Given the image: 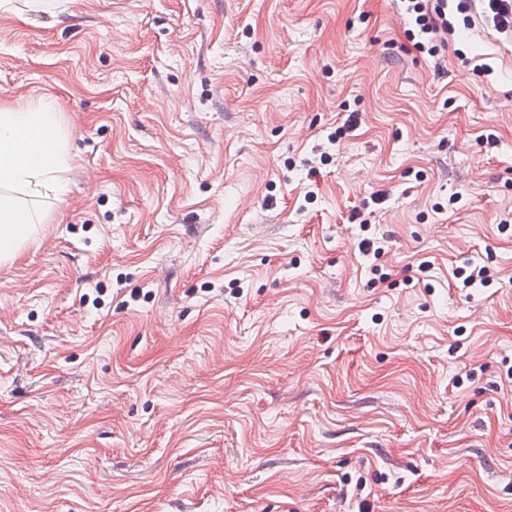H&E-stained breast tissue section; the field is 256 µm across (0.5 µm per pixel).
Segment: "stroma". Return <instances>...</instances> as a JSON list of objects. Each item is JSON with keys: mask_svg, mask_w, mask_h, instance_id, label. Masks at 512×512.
Masks as SVG:
<instances>
[{"mask_svg": "<svg viewBox=\"0 0 512 512\" xmlns=\"http://www.w3.org/2000/svg\"><path fill=\"white\" fill-rule=\"evenodd\" d=\"M14 7L0 108L52 101L71 170L0 264V512H512V40L418 53L395 0Z\"/></svg>", "mask_w": 512, "mask_h": 512, "instance_id": "obj_1", "label": "stroma"}]
</instances>
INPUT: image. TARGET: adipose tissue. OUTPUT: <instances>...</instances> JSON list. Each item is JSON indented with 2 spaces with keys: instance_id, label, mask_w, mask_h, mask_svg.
Returning <instances> with one entry per match:
<instances>
[{
  "instance_id": "adipose-tissue-1",
  "label": "adipose tissue",
  "mask_w": 512,
  "mask_h": 512,
  "mask_svg": "<svg viewBox=\"0 0 512 512\" xmlns=\"http://www.w3.org/2000/svg\"><path fill=\"white\" fill-rule=\"evenodd\" d=\"M70 163L60 117L51 103L0 110V264L11 262L44 212L24 197L64 201Z\"/></svg>"
}]
</instances>
